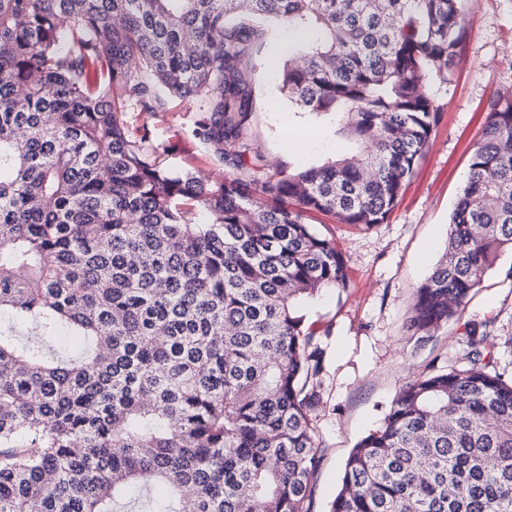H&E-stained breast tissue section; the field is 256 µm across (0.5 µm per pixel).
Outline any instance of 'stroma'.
Returning a JSON list of instances; mask_svg holds the SVG:
<instances>
[{
  "mask_svg": "<svg viewBox=\"0 0 512 512\" xmlns=\"http://www.w3.org/2000/svg\"><path fill=\"white\" fill-rule=\"evenodd\" d=\"M466 37L451 83H429L443 120L430 148L388 220L369 230L317 215L318 232L336 240L348 260L350 286L329 290L308 308L325 351L314 428L322 461L313 480L311 512H328L341 484V469L355 443L376 429L409 375L430 362L461 364L467 352L468 323L490 322L489 338L501 372L512 373V253L500 256L481 288L467 303L461 321L424 347L410 338L409 304L429 275L448 235L450 215L463 186L469 156L496 94L512 93V0H462ZM255 59L254 144L268 165L290 169L319 164L336 154L334 126L302 113L280 91L288 59L287 27L265 23ZM198 101L177 103L153 116L125 113L130 128L149 126L167 164L200 175L222 177L194 137Z\"/></svg>",
  "mask_w": 512,
  "mask_h": 512,
  "instance_id": "1",
  "label": "stroma"
}]
</instances>
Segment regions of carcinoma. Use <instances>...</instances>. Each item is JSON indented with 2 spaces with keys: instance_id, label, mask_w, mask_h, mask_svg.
I'll list each match as a JSON object with an SVG mask.
<instances>
[{
  "instance_id": "obj_1",
  "label": "carcinoma",
  "mask_w": 512,
  "mask_h": 512,
  "mask_svg": "<svg viewBox=\"0 0 512 512\" xmlns=\"http://www.w3.org/2000/svg\"><path fill=\"white\" fill-rule=\"evenodd\" d=\"M461 0H0V512H311L324 369L304 306L348 288L313 213L370 229L443 111ZM291 31L282 89L355 150L271 170L253 147L261 23ZM199 100L222 178L173 169L146 127ZM443 255L415 289L426 345L512 252V94L486 106ZM460 367L399 389L329 512H512V377L489 326ZM163 485L166 500L151 492Z\"/></svg>"
}]
</instances>
